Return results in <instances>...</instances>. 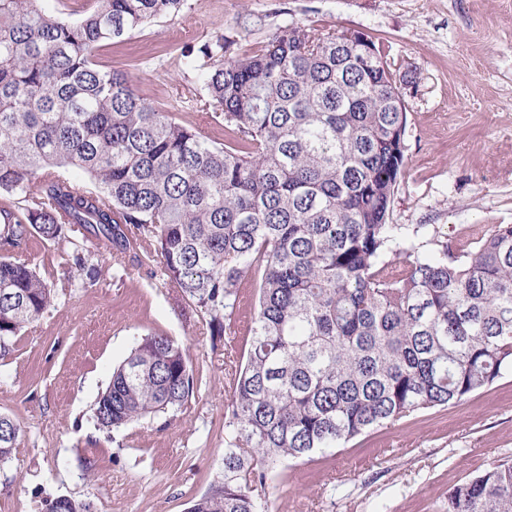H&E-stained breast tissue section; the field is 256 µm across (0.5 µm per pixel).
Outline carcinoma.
Listing matches in <instances>:
<instances>
[{
	"mask_svg": "<svg viewBox=\"0 0 512 512\" xmlns=\"http://www.w3.org/2000/svg\"><path fill=\"white\" fill-rule=\"evenodd\" d=\"M185 7L93 0L69 22L0 0V191L23 202L0 209V356L56 297L26 256L34 233H88L115 260L157 264L214 339L238 281L261 273L223 470L189 512H264L253 487L269 474L512 372V224L426 254L428 225L389 223L407 113L368 37L292 22L229 57L223 37L184 47L203 60L193 101L224 120L222 147L96 63L103 43ZM195 386L186 346L145 335L96 402L98 426L179 409ZM19 433L0 414V463ZM448 512H512V461L454 488Z\"/></svg>",
	"mask_w": 512,
	"mask_h": 512,
	"instance_id": "carcinoma-1",
	"label": "carcinoma"
}]
</instances>
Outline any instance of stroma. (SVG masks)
I'll return each mask as SVG.
<instances>
[{"label": "stroma", "mask_w": 512, "mask_h": 512, "mask_svg": "<svg viewBox=\"0 0 512 512\" xmlns=\"http://www.w3.org/2000/svg\"><path fill=\"white\" fill-rule=\"evenodd\" d=\"M313 21L364 32L397 68L406 168L392 223L427 224L455 244L512 224V0H187L181 14L102 47L97 61L219 146L222 123L187 99L202 76L183 48L220 36L241 48ZM76 250L90 273L67 275L63 257ZM26 254L56 298L0 358V414L21 428L0 465V512H47L60 497L92 512H187L223 466L224 407L232 366L249 345L258 273L241 279L235 319L215 341L178 289L114 262L82 235L33 238ZM151 332L187 345L199 374L194 396L181 409L99 430L97 399ZM498 460H512V373L273 473L255 496L267 512H447L449 491Z\"/></svg>", "instance_id": "stroma-1"}]
</instances>
